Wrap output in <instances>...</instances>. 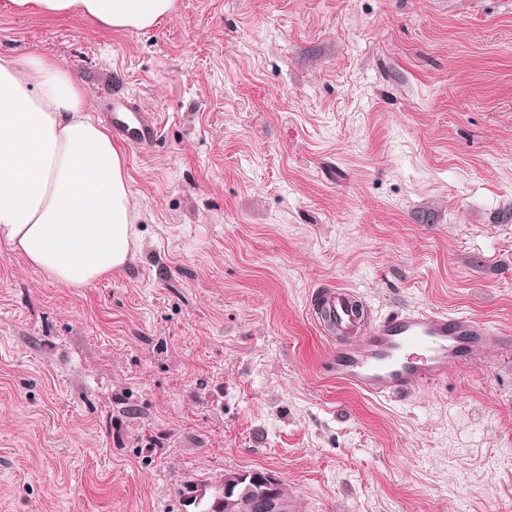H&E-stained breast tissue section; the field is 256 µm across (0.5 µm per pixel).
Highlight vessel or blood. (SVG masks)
I'll return each instance as SVG.
<instances>
[{
    "instance_id": "b4317fda",
    "label": "vessel or blood",
    "mask_w": 512,
    "mask_h": 512,
    "mask_svg": "<svg viewBox=\"0 0 512 512\" xmlns=\"http://www.w3.org/2000/svg\"><path fill=\"white\" fill-rule=\"evenodd\" d=\"M112 131L135 132L136 143L158 135L156 116L145 112L113 115ZM354 295L340 285L315 289L310 312L334 337L324 363L337 383L372 398L408 393L444 381L453 366L485 365L490 328L465 314L400 309L362 328L351 306Z\"/></svg>"
}]
</instances>
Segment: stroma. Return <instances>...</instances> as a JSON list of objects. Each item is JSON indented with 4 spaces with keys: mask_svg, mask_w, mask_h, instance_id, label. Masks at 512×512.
Here are the masks:
<instances>
[{
    "mask_svg": "<svg viewBox=\"0 0 512 512\" xmlns=\"http://www.w3.org/2000/svg\"><path fill=\"white\" fill-rule=\"evenodd\" d=\"M0 54L159 121L126 269L66 288L0 240V512H184L253 469L296 512H512V357L369 398L306 313L335 283L512 336V0L0 9ZM173 0H4L13 13L65 15L79 12L113 30L146 29L168 15Z\"/></svg>",
    "mask_w": 512,
    "mask_h": 512,
    "instance_id": "1",
    "label": "stroma"
}]
</instances>
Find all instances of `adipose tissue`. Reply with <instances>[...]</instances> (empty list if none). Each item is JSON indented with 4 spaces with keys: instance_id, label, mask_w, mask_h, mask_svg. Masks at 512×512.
Segmentation results:
<instances>
[{
    "instance_id": "obj_1",
    "label": "adipose tissue",
    "mask_w": 512,
    "mask_h": 512,
    "mask_svg": "<svg viewBox=\"0 0 512 512\" xmlns=\"http://www.w3.org/2000/svg\"><path fill=\"white\" fill-rule=\"evenodd\" d=\"M173 0H0L13 13L73 12L115 30L146 29ZM138 215L125 151L87 114L54 62L0 55V240L57 284L81 288L124 268Z\"/></svg>"
}]
</instances>
